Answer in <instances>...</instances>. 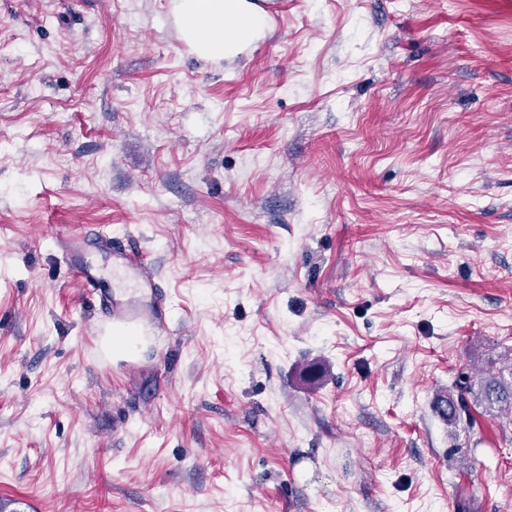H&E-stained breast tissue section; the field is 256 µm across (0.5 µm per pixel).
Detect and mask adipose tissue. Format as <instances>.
Segmentation results:
<instances>
[{
	"label": "adipose tissue",
	"mask_w": 512,
	"mask_h": 512,
	"mask_svg": "<svg viewBox=\"0 0 512 512\" xmlns=\"http://www.w3.org/2000/svg\"><path fill=\"white\" fill-rule=\"evenodd\" d=\"M172 12L188 43L203 57H222L260 36L264 14L250 0H172Z\"/></svg>",
	"instance_id": "adipose-tissue-1"
}]
</instances>
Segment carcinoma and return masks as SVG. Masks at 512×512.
I'll list each match as a JSON object with an SVG mask.
<instances>
[{
	"label": "carcinoma",
	"mask_w": 512,
	"mask_h": 512,
	"mask_svg": "<svg viewBox=\"0 0 512 512\" xmlns=\"http://www.w3.org/2000/svg\"><path fill=\"white\" fill-rule=\"evenodd\" d=\"M445 409L441 418L449 425L473 424V412L479 408L490 411L495 407L512 410V367L508 371L487 372L481 376L459 370L453 390L443 398Z\"/></svg>",
	"instance_id": "1"
}]
</instances>
